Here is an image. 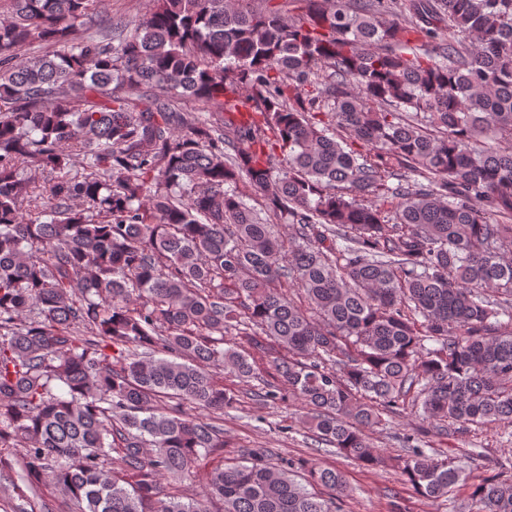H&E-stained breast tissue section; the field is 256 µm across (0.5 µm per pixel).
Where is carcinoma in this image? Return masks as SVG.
Wrapping results in <instances>:
<instances>
[{
  "label": "carcinoma",
  "mask_w": 512,
  "mask_h": 512,
  "mask_svg": "<svg viewBox=\"0 0 512 512\" xmlns=\"http://www.w3.org/2000/svg\"><path fill=\"white\" fill-rule=\"evenodd\" d=\"M150 2L86 33L103 0H0V471L208 512L163 481L224 451V373L266 359L324 451L453 494L455 457L366 429L512 435V0ZM346 496L253 449L207 475L216 512ZM469 498L512 512V469ZM383 426L373 431V442L377 448H382L391 456L403 455L404 448L398 442V437L404 433L415 432L418 428V421L411 415V407L400 412V414L384 416Z\"/></svg>",
  "instance_id": "obj_1"
}]
</instances>
